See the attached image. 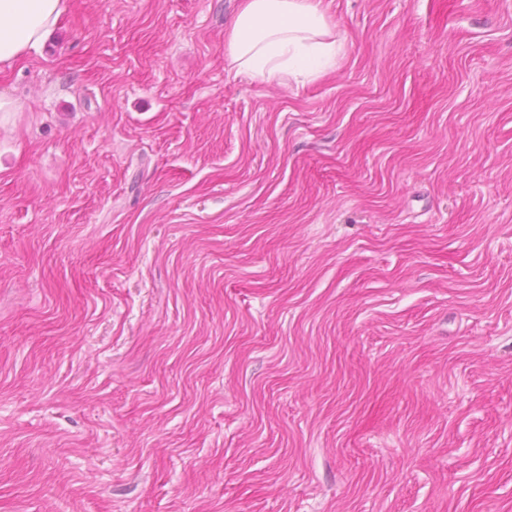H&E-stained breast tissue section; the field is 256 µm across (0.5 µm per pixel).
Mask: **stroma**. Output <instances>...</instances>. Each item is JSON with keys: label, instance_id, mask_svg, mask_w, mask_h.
I'll list each match as a JSON object with an SVG mask.
<instances>
[{"label": "stroma", "instance_id": "1", "mask_svg": "<svg viewBox=\"0 0 512 512\" xmlns=\"http://www.w3.org/2000/svg\"><path fill=\"white\" fill-rule=\"evenodd\" d=\"M67 0L0 68V512H512V0ZM224 36L226 58L239 71L270 82L284 73L318 77L336 66L341 43L322 0H240Z\"/></svg>", "mask_w": 512, "mask_h": 512}]
</instances>
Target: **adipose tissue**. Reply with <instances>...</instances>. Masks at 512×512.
<instances>
[{"label": "adipose tissue", "mask_w": 512, "mask_h": 512, "mask_svg": "<svg viewBox=\"0 0 512 512\" xmlns=\"http://www.w3.org/2000/svg\"><path fill=\"white\" fill-rule=\"evenodd\" d=\"M65 9L66 0H0V63L39 49ZM340 49L323 0H241L224 37L230 62L264 82L324 75Z\"/></svg>", "instance_id": "1"}]
</instances>
